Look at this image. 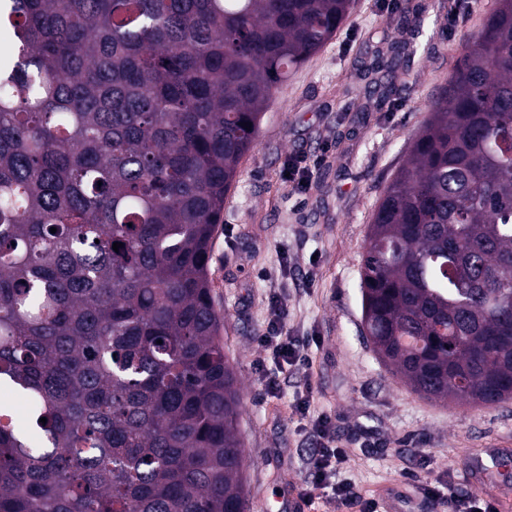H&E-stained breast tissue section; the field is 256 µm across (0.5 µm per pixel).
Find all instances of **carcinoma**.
<instances>
[{"instance_id":"1","label":"carcinoma","mask_w":512,"mask_h":512,"mask_svg":"<svg viewBox=\"0 0 512 512\" xmlns=\"http://www.w3.org/2000/svg\"><path fill=\"white\" fill-rule=\"evenodd\" d=\"M354 3L0 0V388L35 402L25 427L0 405V512H250L213 232ZM360 291L413 392L512 399V0L387 185Z\"/></svg>"}]
</instances>
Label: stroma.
Masks as SVG:
<instances>
[{
  "label": "stroma",
  "instance_id": "35a3bbf8",
  "mask_svg": "<svg viewBox=\"0 0 512 512\" xmlns=\"http://www.w3.org/2000/svg\"><path fill=\"white\" fill-rule=\"evenodd\" d=\"M405 27L384 0H356L348 19L289 75L268 104L253 151L224 200L209 263L224 354L241 387L238 429L252 512H307L301 499L314 445L295 413L327 415L350 481L381 512H451L447 491L468 492L460 471L472 459L494 465L486 497L512 512V401L470 408L437 403L406 388L373 352L362 329L361 259L373 212L429 117L464 50L497 0H412ZM458 12L454 29L448 15ZM395 33L404 47L389 101L362 73L382 59L370 33ZM311 164V186L288 181L291 159ZM284 334L309 357L277 368L259 342L274 304ZM279 389H266L268 377ZM439 498L422 499L420 488Z\"/></svg>",
  "mask_w": 512,
  "mask_h": 512
}]
</instances>
